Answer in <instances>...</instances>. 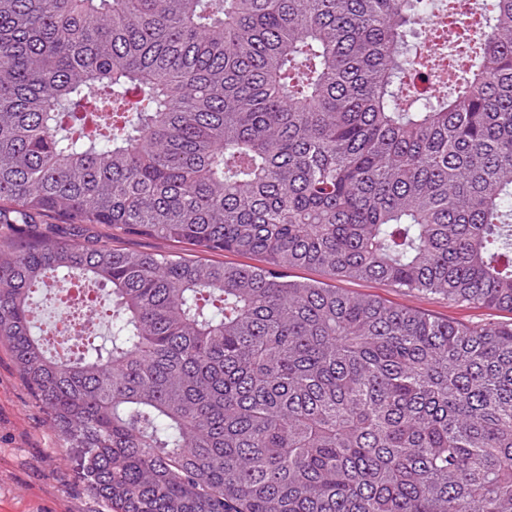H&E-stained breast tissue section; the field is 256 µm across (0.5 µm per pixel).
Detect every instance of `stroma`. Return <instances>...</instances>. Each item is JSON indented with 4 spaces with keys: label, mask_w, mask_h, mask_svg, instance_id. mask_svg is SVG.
Returning <instances> with one entry per match:
<instances>
[{
    "label": "stroma",
    "mask_w": 512,
    "mask_h": 512,
    "mask_svg": "<svg viewBox=\"0 0 512 512\" xmlns=\"http://www.w3.org/2000/svg\"><path fill=\"white\" fill-rule=\"evenodd\" d=\"M340 288L411 305L440 319L504 322L512 313L460 307L441 295H407L380 280H341ZM70 450L35 405L7 346L0 344V512H103L71 469Z\"/></svg>",
    "instance_id": "1"
}]
</instances>
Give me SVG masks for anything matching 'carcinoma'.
<instances>
[{
    "instance_id": "carcinoma-1",
    "label": "carcinoma",
    "mask_w": 512,
    "mask_h": 512,
    "mask_svg": "<svg viewBox=\"0 0 512 512\" xmlns=\"http://www.w3.org/2000/svg\"><path fill=\"white\" fill-rule=\"evenodd\" d=\"M429 2L0 0V343L106 512H512V321L287 275L512 312V0L435 87ZM288 275L292 279H308L336 283V288H343L350 293L370 295L398 304L411 305L440 319L480 323L504 322L512 319V313L508 311L477 307H459L448 301V298L442 295H407L391 284L380 280L358 281L344 279L334 282L325 272L313 267L291 269L288 271ZM82 326L75 325L68 312L57 313L56 326L53 331L47 333V340L60 347L59 345L68 342L73 336H78Z\"/></svg>"
}]
</instances>
